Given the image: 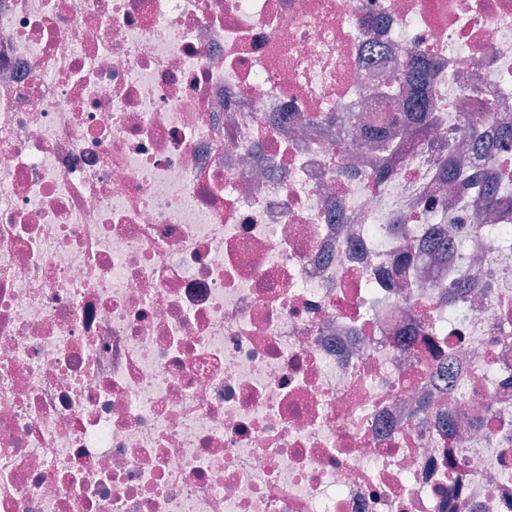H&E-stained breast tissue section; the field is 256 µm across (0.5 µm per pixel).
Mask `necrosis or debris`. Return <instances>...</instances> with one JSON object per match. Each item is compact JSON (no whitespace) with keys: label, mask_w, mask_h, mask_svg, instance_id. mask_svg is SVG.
<instances>
[{"label":"necrosis or debris","mask_w":512,"mask_h":512,"mask_svg":"<svg viewBox=\"0 0 512 512\" xmlns=\"http://www.w3.org/2000/svg\"><path fill=\"white\" fill-rule=\"evenodd\" d=\"M413 50L512 109V0H0V512H512V234L332 127Z\"/></svg>","instance_id":"1"}]
</instances>
